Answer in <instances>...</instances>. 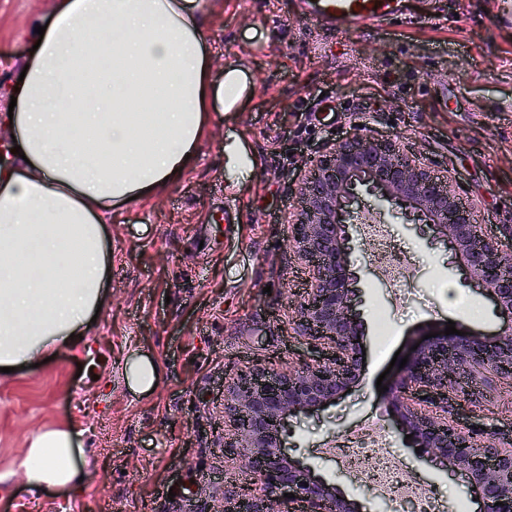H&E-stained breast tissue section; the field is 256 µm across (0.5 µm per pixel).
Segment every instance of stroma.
<instances>
[{"mask_svg": "<svg viewBox=\"0 0 512 512\" xmlns=\"http://www.w3.org/2000/svg\"><path fill=\"white\" fill-rule=\"evenodd\" d=\"M54 6L0 0V109L30 55L33 23ZM210 8L211 73L230 62L246 67L251 98L210 123L175 182L113 211L109 300L83 345L35 368L0 372V512H218L225 490L244 479L224 446L225 385L253 368L287 371L322 355L292 330L306 275L288 221L301 170L335 144L358 134L402 139L436 173H452L487 233L507 237L512 24L497 20L495 0H408V20L348 37L306 19L301 0H211ZM234 139L255 160L238 192L224 170V145ZM372 202L359 190L347 217L364 327L361 376L323 411L289 419L288 453L333 479L363 512H415L417 500L355 477L337 454V438L373 428L445 512H475L460 479L405 446L376 383L394 386L395 353L410 355L447 323L491 337L501 320L433 225H386L392 256L379 262L362 222ZM136 353L161 369L146 397L126 386L125 361ZM448 414L512 443L506 381L458 394ZM53 422L82 433V493H29L15 470L30 437Z\"/></svg>", "mask_w": 512, "mask_h": 512, "instance_id": "35a3bbf8", "label": "stroma"}]
</instances>
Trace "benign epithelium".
I'll list each match as a JSON object with an SVG mask.
<instances>
[{
    "label": "benign epithelium",
    "mask_w": 512,
    "mask_h": 512,
    "mask_svg": "<svg viewBox=\"0 0 512 512\" xmlns=\"http://www.w3.org/2000/svg\"><path fill=\"white\" fill-rule=\"evenodd\" d=\"M359 186L376 198L377 215L392 222L410 211L435 225L462 257L474 286L506 320L493 339L436 336L408 358L391 409L418 458L451 466L465 478L481 512H512V448L448 419L450 394L477 379L512 382V253L476 224V205L462 202L454 179L436 176L400 141L356 136L311 161L300 186L301 204L290 220L299 260L311 280L292 318L297 336L321 346L323 357L298 369L271 373L256 368L225 386L224 447L255 481L224 492L219 512H361L335 484L292 459L285 446L288 418L319 411L351 387L362 370V323L351 309V269L344 208ZM294 497L286 498L284 494Z\"/></svg>",
    "instance_id": "7a95c632"
}]
</instances>
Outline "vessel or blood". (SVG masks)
<instances>
[{"instance_id": "1", "label": "vessel or blood", "mask_w": 512, "mask_h": 512, "mask_svg": "<svg viewBox=\"0 0 512 512\" xmlns=\"http://www.w3.org/2000/svg\"><path fill=\"white\" fill-rule=\"evenodd\" d=\"M303 7L309 19L334 27L344 35L404 16V0H303Z\"/></svg>"}]
</instances>
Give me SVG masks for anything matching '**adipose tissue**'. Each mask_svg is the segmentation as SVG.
<instances>
[{
  "instance_id": "adipose-tissue-1",
  "label": "adipose tissue",
  "mask_w": 512,
  "mask_h": 512,
  "mask_svg": "<svg viewBox=\"0 0 512 512\" xmlns=\"http://www.w3.org/2000/svg\"><path fill=\"white\" fill-rule=\"evenodd\" d=\"M208 0H57L16 93L0 113L20 146L0 167V367L79 347L108 296L105 214L188 167L213 115L252 83L212 76ZM79 433L33 434L17 469L29 489L84 490Z\"/></svg>"
}]
</instances>
